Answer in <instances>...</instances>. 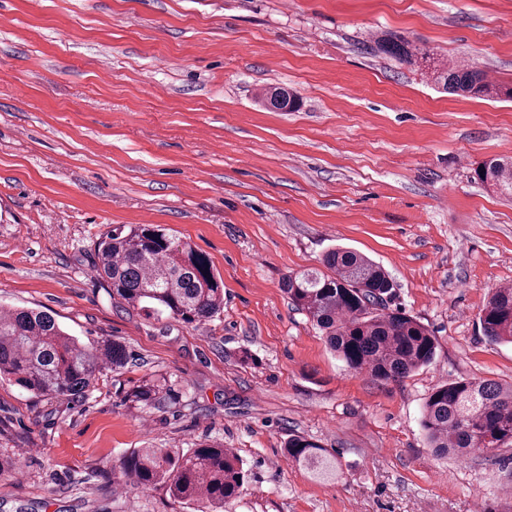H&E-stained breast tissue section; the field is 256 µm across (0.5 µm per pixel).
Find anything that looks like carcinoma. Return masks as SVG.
Returning <instances> with one entry per match:
<instances>
[{"mask_svg":"<svg viewBox=\"0 0 512 512\" xmlns=\"http://www.w3.org/2000/svg\"><path fill=\"white\" fill-rule=\"evenodd\" d=\"M377 48L403 63L431 58L410 42L385 36ZM431 78L443 89L474 98L512 99V84L490 81L461 64L431 65ZM264 100L273 108H297L294 96L271 87ZM477 181L512 198V159L490 158L475 169ZM97 276L112 297L149 317L202 323L224 307V283L210 260L160 226L113 229L95 244ZM325 270L306 269L284 278L291 303L308 315L336 355L355 372L381 381H397L429 365L436 338L401 309L386 307L394 284L369 257L344 247L329 249ZM482 333L496 343H512V288H497L480 311ZM126 348L110 340L84 343L64 330L47 311L0 309V380L36 397L84 394L105 369L126 364ZM165 378L145 379L129 399L151 407L172 395ZM421 426L436 453L465 456L493 443L512 444V385L463 379L435 387L423 406ZM288 457L315 478H336V454L298 434L288 437ZM119 473L134 487H167L187 505L222 509L241 496L247 479L232 448L202 444L186 452L171 448H135L119 460Z\"/></svg>","mask_w":512,"mask_h":512,"instance_id":"1","label":"carcinoma"}]
</instances>
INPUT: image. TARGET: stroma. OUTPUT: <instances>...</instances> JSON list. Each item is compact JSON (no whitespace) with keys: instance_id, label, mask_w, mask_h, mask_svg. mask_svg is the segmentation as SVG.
<instances>
[{"instance_id":"stroma-1","label":"stroma","mask_w":512,"mask_h":512,"mask_svg":"<svg viewBox=\"0 0 512 512\" xmlns=\"http://www.w3.org/2000/svg\"><path fill=\"white\" fill-rule=\"evenodd\" d=\"M388 32L512 83V0H0V306L129 353L74 399L0 381V512H193L112 465L203 443L249 474L224 512H512V446L439 458L420 425L439 384L512 385V345L478 326L512 286V199L474 179L512 157V100L443 92L378 50ZM272 85L299 109L262 106ZM135 224L206 254L223 312L187 325L112 299L95 243ZM337 245L390 274L432 364L351 371L293 306L283 277ZM150 376L172 397L130 402ZM292 434L340 476L292 464ZM285 451L293 463L310 472L315 478L336 479L339 472L336 454L316 442L305 436L292 434L288 437Z\"/></svg>"}]
</instances>
